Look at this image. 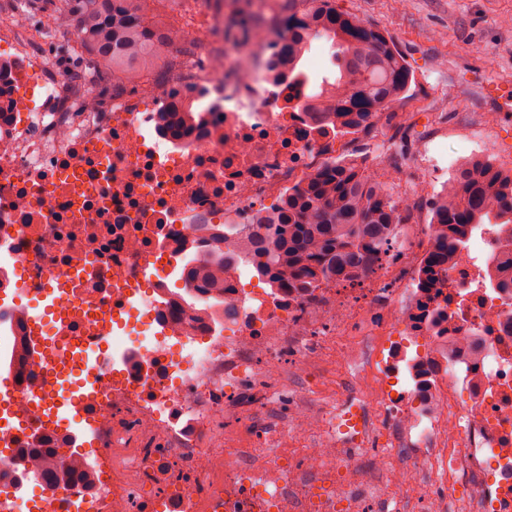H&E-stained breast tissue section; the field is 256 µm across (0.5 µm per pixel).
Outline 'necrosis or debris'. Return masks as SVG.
I'll use <instances>...</instances> for the list:
<instances>
[{
    "label": "necrosis or debris",
    "instance_id": "necrosis-or-debris-1",
    "mask_svg": "<svg viewBox=\"0 0 512 512\" xmlns=\"http://www.w3.org/2000/svg\"><path fill=\"white\" fill-rule=\"evenodd\" d=\"M28 23L20 13L0 25V295L12 298L0 356L23 351L45 291L57 306L51 344L28 357L0 429V512H24L12 490L33 478L54 512H403L375 482L396 452L409 458L401 483L425 475L435 487L424 512H512V293L491 288L485 268L497 227L431 273L426 228L330 286L268 290L237 270L212 319L201 290L168 285L185 255L206 254L202 225L255 222L345 147L298 108L309 81L272 80L273 30L216 53L207 12L177 32L174 64L104 98L94 75L66 85ZM331 339L350 390L291 420L335 435L296 461L284 447H215L219 427L272 398L260 373L286 356L308 364ZM80 344L99 361L94 383L68 425L51 423L49 363L83 378ZM374 404L385 449L370 457L353 419ZM80 433L77 478L51 480ZM37 434L52 454L14 468ZM459 483L470 500L454 496Z\"/></svg>",
    "mask_w": 512,
    "mask_h": 512
}]
</instances>
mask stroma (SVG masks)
Returning <instances> with one entry per match:
<instances>
[{"label":"stroma","mask_w":512,"mask_h":512,"mask_svg":"<svg viewBox=\"0 0 512 512\" xmlns=\"http://www.w3.org/2000/svg\"><path fill=\"white\" fill-rule=\"evenodd\" d=\"M336 6L385 32L410 69L411 82L382 136L350 135L346 156L370 171L380 149L397 158L408 178L421 185L424 204L414 223H431L430 203L448 182H423L419 139L406 126L412 113H431L426 132L440 136L454 166L479 157L512 169V151L497 146L503 130L512 127V111L506 100L487 99L482 91L486 83L512 87V0H336ZM347 376L332 349L320 350L306 371L282 359L267 377L276 398L269 406L254 407L251 421L256 429L290 427L291 409L335 404Z\"/></svg>","instance_id":"obj_1"}]
</instances>
